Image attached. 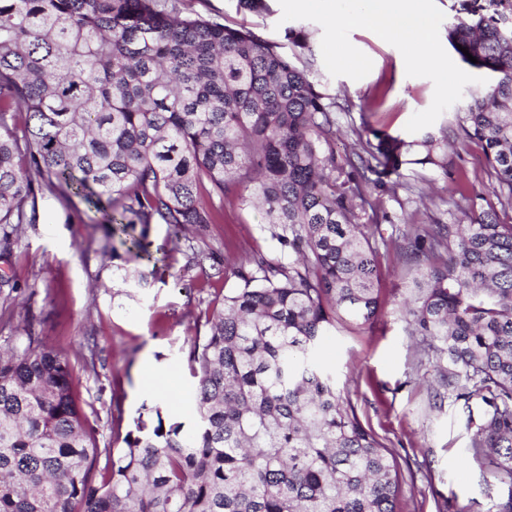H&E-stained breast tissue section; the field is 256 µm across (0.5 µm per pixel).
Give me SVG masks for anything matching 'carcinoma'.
Instances as JSON below:
<instances>
[{"label": "carcinoma", "mask_w": 512, "mask_h": 512, "mask_svg": "<svg viewBox=\"0 0 512 512\" xmlns=\"http://www.w3.org/2000/svg\"><path fill=\"white\" fill-rule=\"evenodd\" d=\"M448 44L489 79L454 115L494 178L464 224H421L393 240L412 275L402 314L436 362L433 391L481 401L465 453L512 485V0H463ZM468 49V60L457 46ZM280 46L170 0H0V259L13 252L32 175L80 198L108 226L123 282L151 285L176 236L224 220V204L265 213L281 257L228 267L224 294L193 339L196 422L138 424L93 481L95 430L73 368L28 337L0 353V512H397L395 452L361 421L312 357L336 324L373 325L379 253L367 233L388 219L363 184L423 148L446 168L448 128L407 143L383 131L338 155L332 108ZM21 132H16L18 118ZM376 176L372 180L369 175Z\"/></svg>", "instance_id": "carcinoma-1"}]
</instances>
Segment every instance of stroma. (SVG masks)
<instances>
[{
	"label": "stroma",
	"instance_id": "obj_1",
	"mask_svg": "<svg viewBox=\"0 0 512 512\" xmlns=\"http://www.w3.org/2000/svg\"><path fill=\"white\" fill-rule=\"evenodd\" d=\"M262 11L242 9L239 0H178L182 15H201L234 29H248L296 53L279 24L278 0H264ZM311 49L299 54L317 89L335 102L336 151H352L357 136L379 128L400 139L421 140L405 125L427 109L434 86L429 79L410 77L400 51L366 29L353 30L351 43L369 56L371 72L355 81L330 76L321 54L322 28L296 20ZM473 177L468 199L452 193V172ZM385 187L365 184L377 208L387 213L370 227L382 270L384 308L373 327L338 324L318 353L320 366L330 371L363 422L368 423L399 454L404 482L397 512H489L498 497L512 487L490 478L464 450L468 415L463 404L445 401L433 406L429 385L434 364L422 351L420 337L410 335L400 308L410 293L404 266L393 240L419 224H450L465 209L481 206L490 182L475 146L456 140L448 147V168L401 165L386 177ZM100 216L79 198L39 190L36 221L26 225L9 262L0 274L19 284L11 298L0 297V350L23 346L35 337L67 358L80 405L96 431L98 448L111 447L112 410L121 406L123 430L135 421L153 426L157 419L192 427L195 382L187 355L192 339L204 329L214 303L234 277L185 270L183 252H171V268L136 298L123 293L120 278L104 256L106 238ZM200 248L217 258H235L251 250L276 254L262 211L228 205L224 221L209 224L194 235ZM156 378L161 391L147 388Z\"/></svg>",
	"mask_w": 512,
	"mask_h": 512
}]
</instances>
